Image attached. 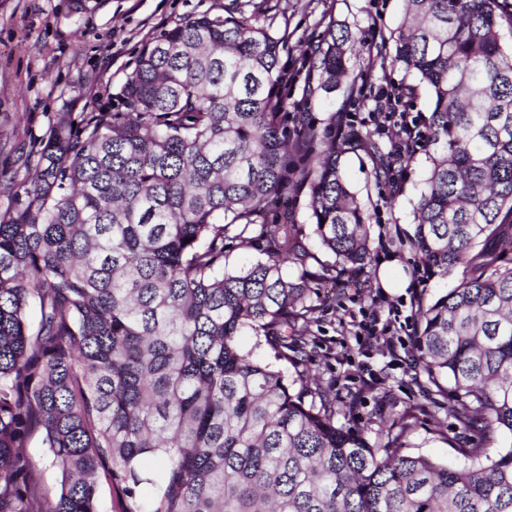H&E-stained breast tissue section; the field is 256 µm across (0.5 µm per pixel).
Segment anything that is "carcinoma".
Wrapping results in <instances>:
<instances>
[{
    "label": "carcinoma",
    "instance_id": "1",
    "mask_svg": "<svg viewBox=\"0 0 512 512\" xmlns=\"http://www.w3.org/2000/svg\"><path fill=\"white\" fill-rule=\"evenodd\" d=\"M405 2L392 62L431 95L411 243L426 277L461 272L418 306L414 346L459 423L512 436V15ZM287 41L185 18L141 50L130 111L60 112L34 141L25 198L0 214V512H99L102 476L114 512H512V445L462 469L400 453L392 425L373 448L336 426L330 393L306 400L303 375L275 365L319 311L314 254L280 212L290 183L337 287L373 267L371 215L340 164L360 138L288 126ZM353 42L329 23L318 86L347 76ZM252 232L266 259L224 271V241ZM245 332L274 361L242 349ZM36 435L60 472L53 500L25 451Z\"/></svg>",
    "mask_w": 512,
    "mask_h": 512
}]
</instances>
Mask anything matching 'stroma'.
Here are the masks:
<instances>
[{
	"instance_id": "obj_1",
	"label": "stroma",
	"mask_w": 512,
	"mask_h": 512,
	"mask_svg": "<svg viewBox=\"0 0 512 512\" xmlns=\"http://www.w3.org/2000/svg\"><path fill=\"white\" fill-rule=\"evenodd\" d=\"M404 0H0V212L21 193L34 138L45 134L60 112H122V88L143 45L185 18L208 12L232 14L287 33L280 64L289 83L281 95L286 112L305 113L319 130L332 114L348 113L360 136L389 147L387 132L367 118L381 91L415 84V76L391 65L383 40L402 18ZM348 27L356 43L349 76L336 88L306 96L308 64L329 22ZM429 144L386 179L375 176L372 155L358 147L341 159L345 177L372 216L369 226L376 269L360 287L334 296L319 281L320 310L310 326L307 368L318 384L331 387L337 425L376 442L380 423L403 428L405 455L466 464L462 451L494 456L508 440L465 429L448 410L446 392L431 384L416 363L412 338L415 305L431 301L459 282V274L424 280L404 236L414 229L413 210L428 165ZM396 260L403 279L384 289L377 272ZM400 311L395 352L361 343L351 326L370 311L374 295Z\"/></svg>"
}]
</instances>
